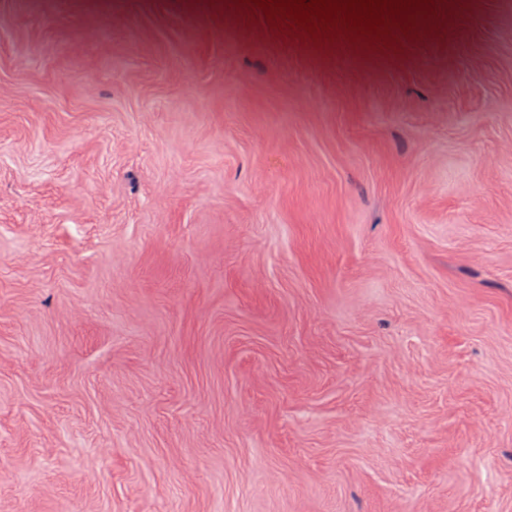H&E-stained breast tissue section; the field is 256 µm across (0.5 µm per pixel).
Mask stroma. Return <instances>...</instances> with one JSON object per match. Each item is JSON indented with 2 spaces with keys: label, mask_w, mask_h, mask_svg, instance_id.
Wrapping results in <instances>:
<instances>
[{
  "label": "stroma",
  "mask_w": 512,
  "mask_h": 512,
  "mask_svg": "<svg viewBox=\"0 0 512 512\" xmlns=\"http://www.w3.org/2000/svg\"><path fill=\"white\" fill-rule=\"evenodd\" d=\"M256 19L0 0V512H512V0Z\"/></svg>",
  "instance_id": "stroma-1"
}]
</instances>
